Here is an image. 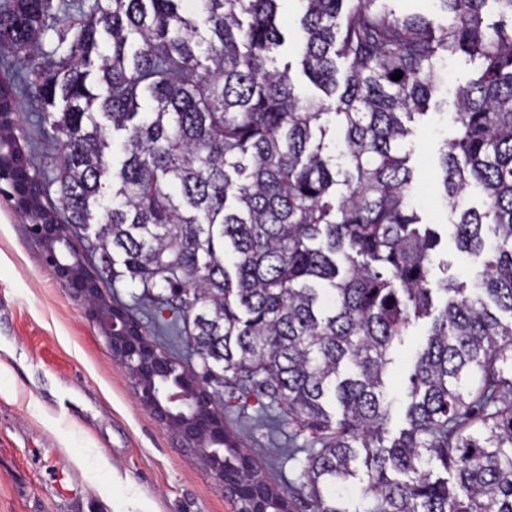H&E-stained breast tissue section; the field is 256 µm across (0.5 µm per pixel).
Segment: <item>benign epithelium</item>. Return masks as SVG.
<instances>
[{"mask_svg": "<svg viewBox=\"0 0 512 512\" xmlns=\"http://www.w3.org/2000/svg\"><path fill=\"white\" fill-rule=\"evenodd\" d=\"M42 240L59 243L66 239L67 224H33ZM53 271H63L71 288L87 299L91 289L85 287V277L73 276L67 265H58L48 255ZM87 312L104 336L112 357L136 380L142 402L169 429L178 434L186 448L198 454L211 453L213 447L224 441V421L212 410L207 392L173 359L160 351L142 333L135 332V323L129 319L112 317V307L97 303L87 304ZM214 482L230 496L234 512L244 510L235 493V477L224 468L209 469Z\"/></svg>", "mask_w": 512, "mask_h": 512, "instance_id": "benign-epithelium-1", "label": "benign epithelium"}]
</instances>
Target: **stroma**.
<instances>
[{"label":"stroma","instance_id":"obj_1","mask_svg":"<svg viewBox=\"0 0 512 512\" xmlns=\"http://www.w3.org/2000/svg\"><path fill=\"white\" fill-rule=\"evenodd\" d=\"M409 128L402 150L415 170L414 207L441 235L430 279L472 281L481 261L457 250L451 216L436 199V164L454 127L442 114ZM30 224L0 194V512H233L198 456L142 403L83 300L48 267ZM429 328L415 322L396 349L391 432L404 425L407 377ZM212 407L267 481L288 489L295 464L274 454L284 435L229 398Z\"/></svg>","mask_w":512,"mask_h":512}]
</instances>
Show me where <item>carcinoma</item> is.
I'll list each match as a JSON object with an SVG mask.
<instances>
[{"label":"carcinoma","instance_id":"cac0c4a2","mask_svg":"<svg viewBox=\"0 0 512 512\" xmlns=\"http://www.w3.org/2000/svg\"><path fill=\"white\" fill-rule=\"evenodd\" d=\"M282 2L80 0L62 24L53 0H11L0 45L21 56L0 114L33 89L37 117L0 139L14 195L36 190L41 217L87 233L105 283L141 288L213 396L240 391L309 434L296 482L312 512H512V0H437L438 24L399 0H295L292 60ZM457 56L472 77L436 176L458 250L482 258L473 288L431 286L438 234L401 154L402 117L440 111L438 62ZM43 141L61 153L56 204ZM423 318L390 438L393 347ZM224 469L253 512L273 504L227 431ZM361 474L354 504L342 490Z\"/></svg>","mask_w":512,"mask_h":512}]
</instances>
